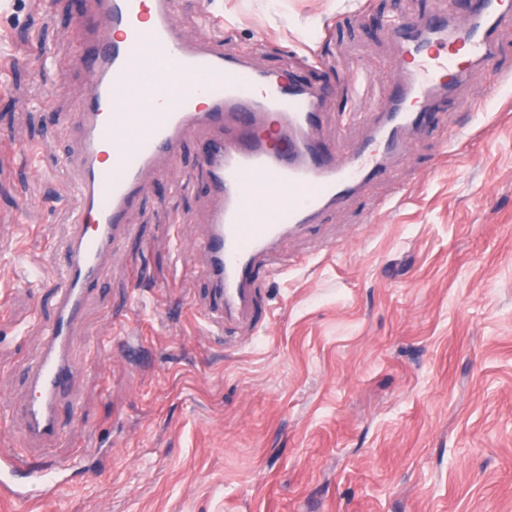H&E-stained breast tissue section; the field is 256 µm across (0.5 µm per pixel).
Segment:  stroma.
Returning <instances> with one entry per match:
<instances>
[{
  "instance_id": "35a3bbf8",
  "label": "stroma",
  "mask_w": 512,
  "mask_h": 512,
  "mask_svg": "<svg viewBox=\"0 0 512 512\" xmlns=\"http://www.w3.org/2000/svg\"><path fill=\"white\" fill-rule=\"evenodd\" d=\"M222 22L202 24L204 6ZM436 0H177L186 39L329 89L322 146L365 139L406 78L390 21ZM89 0H0V448L37 456L17 409L61 285L71 126L89 91ZM497 53L428 113L387 173L258 273L249 322L206 326L199 244L217 199L207 129L143 177L83 320L51 453L92 477L0 512H512V16ZM473 131L464 153L451 135ZM402 189L391 210L374 203ZM133 347H114L118 334Z\"/></svg>"
}]
</instances>
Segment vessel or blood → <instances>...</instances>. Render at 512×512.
I'll return each mask as SVG.
<instances>
[{"label": "vessel or blood", "mask_w": 512, "mask_h": 512, "mask_svg": "<svg viewBox=\"0 0 512 512\" xmlns=\"http://www.w3.org/2000/svg\"><path fill=\"white\" fill-rule=\"evenodd\" d=\"M471 20L456 26L457 0H437L432 15L395 20L391 32L402 50L407 80L379 109L366 142L344 160L325 151L318 137L322 88L283 74L255 70L243 57H227L203 41L185 39L175 0H96L78 30L105 28L109 36L87 55L90 89L72 115L79 138L73 208L62 286L37 361L27 369L29 396L21 414L29 436L51 445L61 431L59 399L69 384L70 331L103 277L112 243L130 235L128 210L144 171L174 155L191 131L221 129L201 157L220 204L209 215L201 244L209 256L214 329L249 315L257 260L277 278L288 271L279 245L341 204L385 171L409 136L422 128L438 102L455 104L459 89L480 76L494 56L493 33L512 14V0H471ZM164 67V77L131 83L133 70ZM74 458L48 461L0 451V497L25 503L49 495Z\"/></svg>", "instance_id": "obj_1"}]
</instances>
